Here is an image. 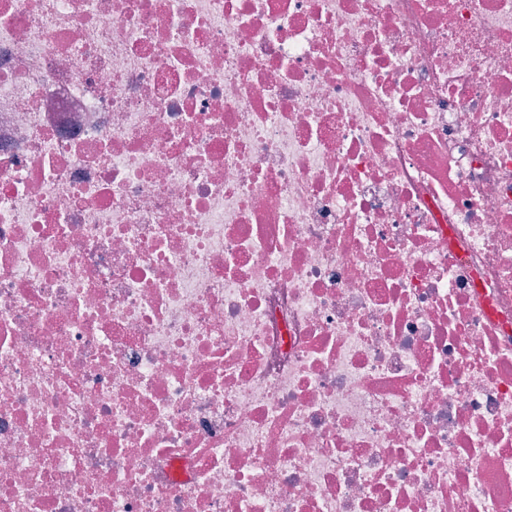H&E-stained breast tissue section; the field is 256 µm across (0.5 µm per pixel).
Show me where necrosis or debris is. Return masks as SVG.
I'll list each match as a JSON object with an SVG mask.
<instances>
[{
  "instance_id": "obj_1",
  "label": "necrosis or debris",
  "mask_w": 512,
  "mask_h": 512,
  "mask_svg": "<svg viewBox=\"0 0 512 512\" xmlns=\"http://www.w3.org/2000/svg\"><path fill=\"white\" fill-rule=\"evenodd\" d=\"M0 512H512V0H0Z\"/></svg>"
}]
</instances>
